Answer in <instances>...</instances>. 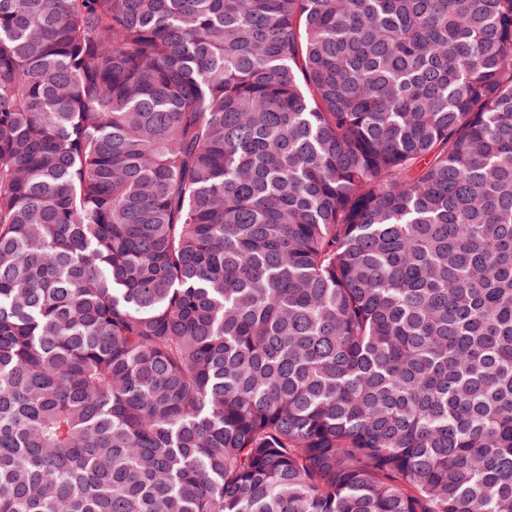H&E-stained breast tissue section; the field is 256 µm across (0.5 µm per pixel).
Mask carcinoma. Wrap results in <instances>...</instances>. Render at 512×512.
Returning <instances> with one entry per match:
<instances>
[{"mask_svg": "<svg viewBox=\"0 0 512 512\" xmlns=\"http://www.w3.org/2000/svg\"><path fill=\"white\" fill-rule=\"evenodd\" d=\"M0 512H512V0H0Z\"/></svg>", "mask_w": 512, "mask_h": 512, "instance_id": "carcinoma-1", "label": "carcinoma"}]
</instances>
